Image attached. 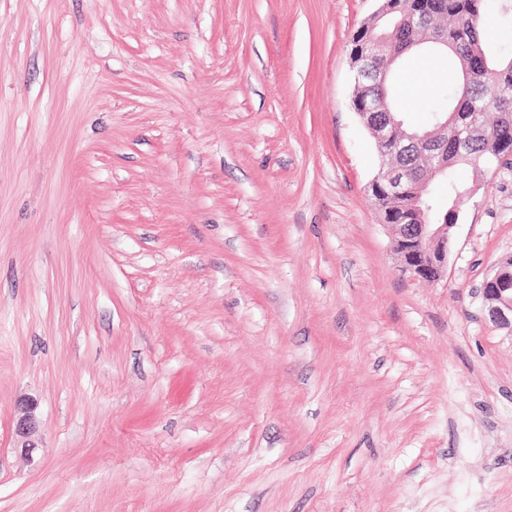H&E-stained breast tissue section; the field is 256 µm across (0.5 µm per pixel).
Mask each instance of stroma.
I'll use <instances>...</instances> for the list:
<instances>
[{"mask_svg":"<svg viewBox=\"0 0 512 512\" xmlns=\"http://www.w3.org/2000/svg\"><path fill=\"white\" fill-rule=\"evenodd\" d=\"M377 7L0 0V512H512V163L401 271L350 105ZM510 260L512 265V257H507L494 266L482 283L480 293L488 319L500 329L512 332V279L506 276L505 271ZM35 408L36 407L32 402L25 401V403H22L21 415L18 418L15 427L16 435L21 440L20 448L25 454L32 453L34 448H36V446L28 440L35 425Z\"/></svg>","mask_w":512,"mask_h":512,"instance_id":"1","label":"stroma"}]
</instances>
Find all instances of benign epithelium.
I'll list each match as a JSON object with an SVG mask.
<instances>
[{"instance_id": "1", "label": "benign epithelium", "mask_w": 512, "mask_h": 512, "mask_svg": "<svg viewBox=\"0 0 512 512\" xmlns=\"http://www.w3.org/2000/svg\"><path fill=\"white\" fill-rule=\"evenodd\" d=\"M378 9L362 24L371 28L382 17L399 13L398 25L409 31L416 42L444 43L441 34L429 31L430 14L427 10L410 4L403 7L393 5V0H379ZM403 55L395 49L379 55V48L364 46L357 56L350 58L354 88L351 106L367 128L382 153L391 157L406 151L419 142L429 143L425 154L426 173L416 174L411 167L392 163L380 166L368 190L387 201H396L407 191L411 181H417L419 189H425L429 182L448 169V144H454L458 154H463L471 142L486 138L487 131L482 113L472 112L463 123L452 117L430 131L421 134L402 129V122L388 111L386 94L373 95L377 84L387 80L391 65ZM380 222L391 236L394 254L403 271L420 279L438 281L447 272L448 253L454 238V224H395L387 219L384 210H379ZM512 259L500 260L485 278L480 288L483 311L495 326L512 332V279L506 276V267ZM35 406L32 402L21 405V415L15 432L21 440V450L32 453L35 445L29 436L35 425Z\"/></svg>"}]
</instances>
